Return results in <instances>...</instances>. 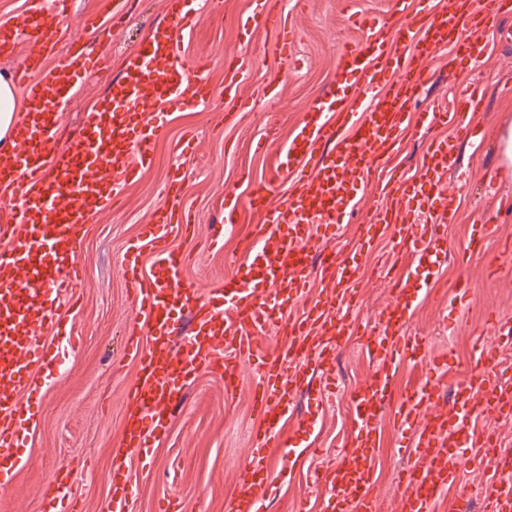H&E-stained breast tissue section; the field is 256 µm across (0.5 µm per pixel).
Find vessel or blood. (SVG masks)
I'll use <instances>...</instances> for the list:
<instances>
[{"label":"vessel or blood","instance_id":"1","mask_svg":"<svg viewBox=\"0 0 512 512\" xmlns=\"http://www.w3.org/2000/svg\"><path fill=\"white\" fill-rule=\"evenodd\" d=\"M66 6L67 0H55L48 12L42 0H29L25 16L0 35V55L20 58L15 78L27 98L15 124L20 148L0 154V188L17 203L13 217L0 224V489L22 468L20 449L37 414L38 394L75 341L69 335L49 344L45 337L58 326V303L70 300L80 280L81 230L92 214L119 203L126 186L151 163V145L166 113L206 103L211 92L203 68L189 70L180 57L179 38L193 26L196 11L190 0H167L165 23L126 57L125 75L112 83L104 106L88 111L81 131L57 148V116L69 106L81 77L108 59L107 52L83 45L58 52ZM506 15H512V0H448L441 7L424 0L395 27L379 15H358L359 41L338 53L341 92L317 98L296 135L277 149L291 185L288 197L274 201L272 180L251 182L243 201L225 195L224 221L211 230V245H222L224 227L236 223L243 202L255 217L254 241L235 274L204 295L183 273L185 254L169 245L172 233L192 232L181 174L172 173L165 204L125 251L126 282L138 315L127 332L126 352L140 371L128 397L139 412L126 420L122 448L149 461L196 376L221 375L226 390H233L239 356H252L260 369L253 406L262 424L253 460L236 477L230 512H264L271 480L265 458L292 415V399L315 374L333 369L343 341L355 336L374 369L349 391L356 435L335 468L321 476L329 489L324 512H379L373 460L388 417L407 433L398 512H437L446 501L456 512H469L457 471L484 458L492 439L489 428H477L476 422L512 419V379L497 368L500 349L512 346V324L490 316L492 333L477 337L464 379L449 380L447 359L437 358L419 390L395 396L398 365L427 352L423 337L406 333L422 285L411 275L396 281L379 314V332L362 330L349 319L358 303L357 263L331 255L316 265L311 251L317 244L329 252L359 187L377 177L413 120L430 126L452 122L462 136L480 135L472 117L482 109L481 87L462 90L453 108L432 104L420 114L411 112L429 80L419 62L444 49L449 63L477 61L487 47L472 39V32ZM248 27L275 33L280 56L291 57L294 34L278 0H254ZM244 61L240 54L224 61L228 99L241 98ZM157 102L158 112L152 109ZM105 166L107 178H97ZM456 168L454 145L440 141L431 144L418 176L390 174L380 187L384 205L366 216L361 251H371L379 234L389 230L436 273L448 261L447 226L456 211L440 175ZM146 249L153 258L148 268L142 264ZM316 280L322 294L307 297ZM297 305L301 314L288 318ZM185 306L194 314L195 330L175 353L172 314ZM269 326L285 327L287 347L268 352L256 346L253 330ZM463 448L470 449V457L460 456ZM130 485V469L116 461L111 512H129ZM482 502L483 512H512L511 454L502 456L498 476L485 482Z\"/></svg>","mask_w":512,"mask_h":512}]
</instances>
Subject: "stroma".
<instances>
[{"label": "stroma", "instance_id": "1", "mask_svg": "<svg viewBox=\"0 0 512 512\" xmlns=\"http://www.w3.org/2000/svg\"><path fill=\"white\" fill-rule=\"evenodd\" d=\"M252 9V0H223L219 6L201 0L195 26L181 36L185 63L208 65L211 97L168 116L154 142L151 166L128 186L118 208L96 214L87 224L78 255L83 278L75 290V305L62 308L60 315L79 343L64 370L41 391L38 414L27 435L25 464L15 484L0 491V512H44L43 500L61 470L72 473L70 494L76 512H110L114 450L120 445L128 394L137 379V366L124 351V333L136 316L124 276L125 248L139 226L149 223L164 205L172 168L183 173L182 197L195 226L192 238L177 237L173 244L189 253L185 275L205 291L234 271L252 232L253 216L245 211L234 232L225 235L223 246L206 240L209 227L224 221L225 193L246 198L249 180L269 178L279 164L276 150L295 136L302 112L314 98L337 88V51L360 37L351 16L388 12L394 23L404 21L392 0H286L284 13L296 35L295 54L287 62L278 55L272 35L247 33ZM111 13V0H70L60 50H67L82 34L85 15ZM165 18V0H130L108 44L91 41V49L107 48L111 68L90 70L78 83L69 107L59 116L60 144H67L80 129L85 112L99 106L110 82L122 78L125 57ZM477 37L486 43L487 54L467 67L449 70L444 53L423 60L433 78L420 91L424 99H448L467 81H481L486 88L485 109L476 120L487 140L458 143L465 173L442 179L448 195L459 204L447 232L448 262L436 287L419 296L407 325L408 335L426 337L430 356L448 358L455 380L466 374L473 336L485 331L487 315L494 312L512 319V257L502 254L512 241V168L500 164L497 143L498 129L512 119V90L499 85L501 78L512 76V42L500 40L494 29L480 31ZM242 48L248 58L241 84L247 107L237 123L228 125L224 55ZM273 79L280 90L275 107L264 93ZM454 135L450 126L411 130L391 163L407 175L419 174L432 141ZM184 137L194 138L195 150L180 155L175 145ZM382 203L375 184L360 188L357 211L338 230L337 251H349L358 242L366 214ZM488 222L495 232L485 253L459 264V253ZM361 264L368 274L359 286L360 306L353 319L370 329L390 285L418 271L419 265L388 232ZM460 278L469 279L474 287L464 303V328L458 326L452 304ZM367 364L363 352L341 350L334 372L314 379L295 396L293 416L279 436L295 453L280 451L266 460L271 473L268 512H323L328 489L317 476L335 466L354 434L348 391L364 376ZM258 381L257 367L244 358L234 393H225L223 380L213 374H199L190 383L172 412L167 435L155 447L150 470L142 471L137 455L126 457L128 467L138 474L131 512H155L158 502L168 498L180 500L185 512H228L236 475L250 463L260 427L252 407ZM400 440L392 420H385L374 460L381 512H396V474L406 462Z\"/></svg>", "mask_w": 512, "mask_h": 512}]
</instances>
